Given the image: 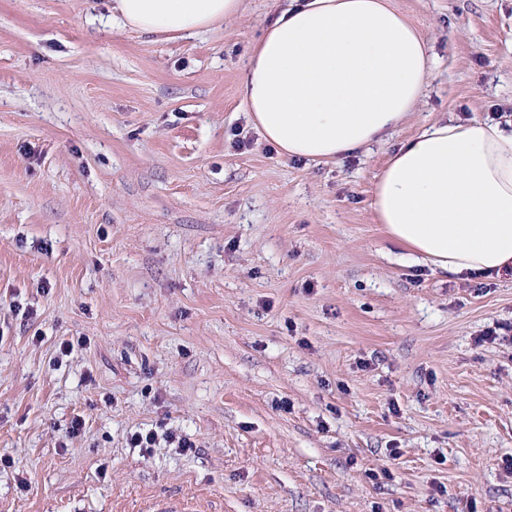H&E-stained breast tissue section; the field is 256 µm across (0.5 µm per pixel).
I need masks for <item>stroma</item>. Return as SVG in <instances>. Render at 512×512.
<instances>
[{
  "mask_svg": "<svg viewBox=\"0 0 512 512\" xmlns=\"http://www.w3.org/2000/svg\"><path fill=\"white\" fill-rule=\"evenodd\" d=\"M393 3L433 61L394 141L512 110V0ZM288 4L167 40L0 0V512H512V344L476 343L512 278L389 239L386 147L262 138L240 81Z\"/></svg>",
  "mask_w": 512,
  "mask_h": 512,
  "instance_id": "obj_1",
  "label": "stroma"
}]
</instances>
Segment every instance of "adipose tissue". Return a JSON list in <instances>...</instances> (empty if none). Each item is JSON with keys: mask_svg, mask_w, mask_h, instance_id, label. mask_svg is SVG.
Wrapping results in <instances>:
<instances>
[{"mask_svg": "<svg viewBox=\"0 0 512 512\" xmlns=\"http://www.w3.org/2000/svg\"><path fill=\"white\" fill-rule=\"evenodd\" d=\"M243 0H113L123 27L178 39L233 19ZM432 75L424 34L391 0H291L241 79L267 143L338 160L384 142ZM396 244L446 275L512 273V123L447 120L391 147L372 190Z\"/></svg>", "mask_w": 512, "mask_h": 512, "instance_id": "ef3b65f1", "label": "adipose tissue"}]
</instances>
